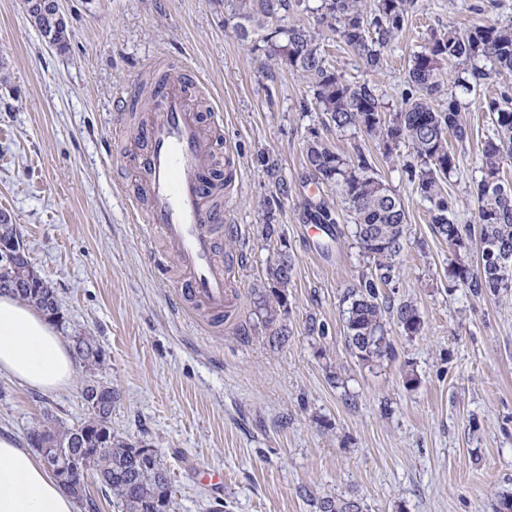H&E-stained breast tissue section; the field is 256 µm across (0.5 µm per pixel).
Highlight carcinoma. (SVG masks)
<instances>
[{"label": "carcinoma", "instance_id": "carcinoma-1", "mask_svg": "<svg viewBox=\"0 0 512 512\" xmlns=\"http://www.w3.org/2000/svg\"><path fill=\"white\" fill-rule=\"evenodd\" d=\"M414 6L415 0H373L369 6L365 0H224V22L240 40L309 83L324 127L360 133L378 143L386 156L402 144L412 149L413 160L404 164L403 173L413 193L426 205L434 233L448 242L456 257L448 268L449 277L455 287L466 288L474 296H495L512 288V184L501 179L503 169L512 166V93L505 89L484 100L494 132L482 144L481 177L473 187L476 205L470 224L458 222L456 202L443 191V183L458 172L461 160L448 139L452 137L461 144L469 139L462 102L451 91L440 109H433L431 102L443 92L442 68L446 62L471 66L469 78L456 80V86L467 92L472 83L490 77L511 81L512 23L464 31L450 28L432 35L410 58L411 91L397 112L386 111L381 97L368 83L344 81L327 58L325 41L330 32L366 70H382L385 51L402 34ZM305 13L317 15V25L308 27L295 21L297 15ZM29 19L59 49L67 47V24L32 14ZM480 61L490 67H478ZM305 163L315 181L341 186L353 219L354 236L374 264L372 277L347 295L344 337L359 361L377 362L392 350L388 328L391 315H396L398 326L408 335L421 329L414 304L393 306L378 301V284L387 285L394 279L396 257L404 249L405 207L359 144L350 156L312 130L306 140ZM305 219L310 224L335 223L332 208L324 202L309 206ZM257 232L265 241L278 236L273 213L263 214ZM475 240L491 246L492 256L481 254L474 269L462 257L470 252ZM292 271V258L282 249L268 267L265 279L253 287L258 317L265 327L273 328L269 341L275 345L288 338ZM40 277L33 267L22 278L4 268L0 270V295L8 293L60 323L55 290L37 284ZM72 342L77 344L72 352L79 363L85 367L101 364L95 337L74 336ZM87 410V418L78 425L48 418L40 429L41 447L59 448L76 462L85 463L119 501L122 512H172L170 474L156 451L112 433L106 424L95 434L84 433L98 417L93 406H87ZM319 512H361V506L355 500L338 503L326 498L320 502Z\"/></svg>", "mask_w": 512, "mask_h": 512}]
</instances>
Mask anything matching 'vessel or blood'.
<instances>
[{"mask_svg":"<svg viewBox=\"0 0 512 512\" xmlns=\"http://www.w3.org/2000/svg\"><path fill=\"white\" fill-rule=\"evenodd\" d=\"M190 77L169 74L158 84L147 116L134 139L113 130L118 158L133 161L135 178L128 196V216L141 225L144 238L160 233L179 265L178 296L215 319L229 311L232 264L215 258L217 234L237 233L224 221V198L235 182L217 166V124L205 121L191 92Z\"/></svg>","mask_w":512,"mask_h":512,"instance_id":"obj_1","label":"vessel or blood"}]
</instances>
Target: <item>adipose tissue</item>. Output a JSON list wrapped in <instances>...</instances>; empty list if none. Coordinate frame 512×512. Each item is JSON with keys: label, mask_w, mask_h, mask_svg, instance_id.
Instances as JSON below:
<instances>
[{"label": "adipose tissue", "mask_w": 512, "mask_h": 512, "mask_svg": "<svg viewBox=\"0 0 512 512\" xmlns=\"http://www.w3.org/2000/svg\"><path fill=\"white\" fill-rule=\"evenodd\" d=\"M73 371V359L47 317L0 295V375L54 391L70 384ZM0 512H75L59 480L7 432L0 433Z\"/></svg>", "instance_id": "1"}]
</instances>
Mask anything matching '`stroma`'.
Wrapping results in <instances>:
<instances>
[{"mask_svg": "<svg viewBox=\"0 0 512 512\" xmlns=\"http://www.w3.org/2000/svg\"><path fill=\"white\" fill-rule=\"evenodd\" d=\"M61 7L63 50L29 21L23 0H0V212L56 292L61 336L91 333L103 361L76 367L57 391L1 377L0 432L27 439L49 413L80 424L83 385L96 379L120 392L113 432L154 448L167 466L175 512H319L326 497L359 499L363 512H498L512 497V290L475 297L449 280L448 244L402 173L410 149L386 158L368 147L407 214L398 273L380 294L412 302L421 330L392 326L390 356L365 364L347 348L343 311L371 265L340 186L315 184L304 150L314 128L344 152L354 137L322 128L308 83L241 42L224 23L223 0ZM509 22L512 0H416L380 72L335 38L328 59L348 83L374 85L396 112L409 58L432 34ZM174 64L203 76L201 107L220 114L242 180L225 215L241 231L217 254L239 259L234 323L220 334L176 306L179 270L162 237L144 251L125 216L123 185L134 170L119 166L106 137L116 123L135 136L139 118L126 114V95ZM501 89L492 78L461 97L469 139L444 189L463 223L473 218L478 148L493 132L482 102ZM311 200L337 217L321 246L303 221ZM268 210L279 236L264 241L255 229ZM283 246L294 263L289 335L274 347L251 289ZM314 321L324 335L310 333ZM207 469L223 470V483H200Z\"/></svg>", "mask_w": 512, "mask_h": 512, "instance_id": "stroma-1", "label": "stroma"}]
</instances>
